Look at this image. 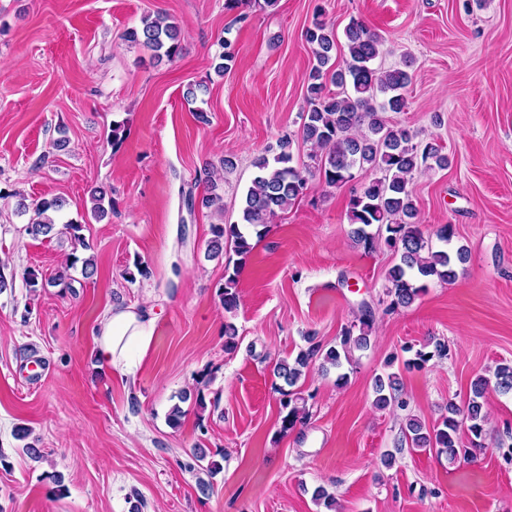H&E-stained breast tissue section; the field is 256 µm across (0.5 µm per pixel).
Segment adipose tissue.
Returning <instances> with one entry per match:
<instances>
[{"mask_svg": "<svg viewBox=\"0 0 512 512\" xmlns=\"http://www.w3.org/2000/svg\"><path fill=\"white\" fill-rule=\"evenodd\" d=\"M157 314L153 303L112 307L104 316L96 338L98 359L108 368L131 372L134 355L148 351Z\"/></svg>", "mask_w": 512, "mask_h": 512, "instance_id": "ef3b65f1", "label": "adipose tissue"}]
</instances>
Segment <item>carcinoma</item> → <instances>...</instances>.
Instances as JSON below:
<instances>
[{
	"instance_id": "carcinoma-1",
	"label": "carcinoma",
	"mask_w": 512,
	"mask_h": 512,
	"mask_svg": "<svg viewBox=\"0 0 512 512\" xmlns=\"http://www.w3.org/2000/svg\"><path fill=\"white\" fill-rule=\"evenodd\" d=\"M128 40L139 43L155 57L174 59L181 51V30L177 23L166 17L145 18L142 27L127 31ZM348 58L344 66L335 68L336 33L322 19L314 18L304 31L315 64L309 74L306 104L301 135L304 141L322 152L318 172L329 186L353 178V170H379L384 173L364 184L361 192L349 200L348 218L350 239L367 252L373 250L377 230H385V243L399 254V263L387 272V294L390 308L410 306L425 291L426 281L435 278L452 283L457 277V266L467 260L463 248H448L454 229L444 224L429 236L417 224L418 209L410 188L414 175L423 168L436 164L448 166V156L434 143L420 145L405 128L388 124L386 113L402 112L406 108L403 90L410 83L409 73L401 69L381 72L372 66L379 54L380 36L361 21H352L345 29ZM332 82L340 91L327 87ZM279 152L273 159L261 155L253 162L255 174L241 201L240 222L211 225L212 237L208 256L219 257L224 245L230 244L238 256L233 268H225L220 297L224 311L237 308L239 275L252 250V237L262 238L277 214L288 208L307 189L308 168L292 165L290 141L282 139ZM206 193L198 204L206 209H222V197L214 170L206 172ZM67 205L62 197L36 204L34 218L28 227L33 236L48 235L55 229V220L48 212H61ZM442 243L434 249L431 237ZM372 311L361 310L358 323L344 329L340 343L324 345L316 336L305 337L307 346L295 357L283 358L274 365V374L282 379L289 390L282 392L281 431L287 432L304 424L309 414L308 399L294 390L298 380L311 365L320 363L323 370L340 369L343 362H351L354 351L370 346ZM414 357L405 361L408 367L420 368L434 358L448 355V345L437 340L414 351ZM495 387L507 393L512 391V364H499L494 371ZM490 384L487 377L476 376L470 384V394L464 404L448 401V415L431 428L410 416L403 426L405 440L411 447L435 452L453 462L463 456H473L479 447L476 440L485 433L489 414L484 398ZM377 410L394 405L404 406L400 400L402 381L394 373L377 375L373 379ZM470 435V445L462 441V433Z\"/></svg>"
}]
</instances>
